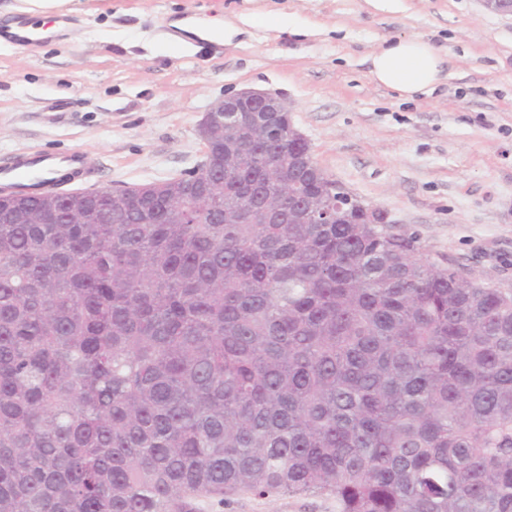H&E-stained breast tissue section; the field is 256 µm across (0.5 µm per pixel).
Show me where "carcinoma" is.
<instances>
[{
	"mask_svg": "<svg viewBox=\"0 0 512 512\" xmlns=\"http://www.w3.org/2000/svg\"><path fill=\"white\" fill-rule=\"evenodd\" d=\"M280 130L208 139L237 158L208 193L0 199V512H512V291L382 224L303 223L257 162ZM195 512H338L336 498L319 493L266 498L239 494L222 501L203 499Z\"/></svg>",
	"mask_w": 512,
	"mask_h": 512,
	"instance_id": "obj_1",
	"label": "carcinoma"
}]
</instances>
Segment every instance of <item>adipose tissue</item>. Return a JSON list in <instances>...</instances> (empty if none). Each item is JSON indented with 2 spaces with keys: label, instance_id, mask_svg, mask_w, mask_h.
<instances>
[{
  "label": "adipose tissue",
  "instance_id": "1",
  "mask_svg": "<svg viewBox=\"0 0 512 512\" xmlns=\"http://www.w3.org/2000/svg\"><path fill=\"white\" fill-rule=\"evenodd\" d=\"M445 58L422 37L385 41L371 57L369 76L403 100L434 90L444 72Z\"/></svg>",
  "mask_w": 512,
  "mask_h": 512
}]
</instances>
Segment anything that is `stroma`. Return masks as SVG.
<instances>
[{
    "label": "stroma",
    "instance_id": "stroma-1",
    "mask_svg": "<svg viewBox=\"0 0 512 512\" xmlns=\"http://www.w3.org/2000/svg\"><path fill=\"white\" fill-rule=\"evenodd\" d=\"M241 35L172 46L185 15ZM77 34L0 42V158L83 154L93 189L178 178L202 161L200 123L244 89L279 94L314 161L388 213L422 258L512 290V17L480 0H59ZM421 36L450 77L415 101L372 82L387 40ZM197 512H338L334 497L239 494Z\"/></svg>",
    "mask_w": 512,
    "mask_h": 512
}]
</instances>
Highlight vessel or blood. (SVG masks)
I'll return each instance as SVG.
<instances>
[{
    "label": "vessel or blood",
    "instance_id": "vessel-or-blood-1",
    "mask_svg": "<svg viewBox=\"0 0 512 512\" xmlns=\"http://www.w3.org/2000/svg\"><path fill=\"white\" fill-rule=\"evenodd\" d=\"M75 21L68 16L46 26L25 14L0 25V41L36 47L53 36L73 33ZM84 157L77 152H22L0 160V190H36L43 193L63 192L66 186L82 181Z\"/></svg>",
    "mask_w": 512,
    "mask_h": 512
}]
</instances>
